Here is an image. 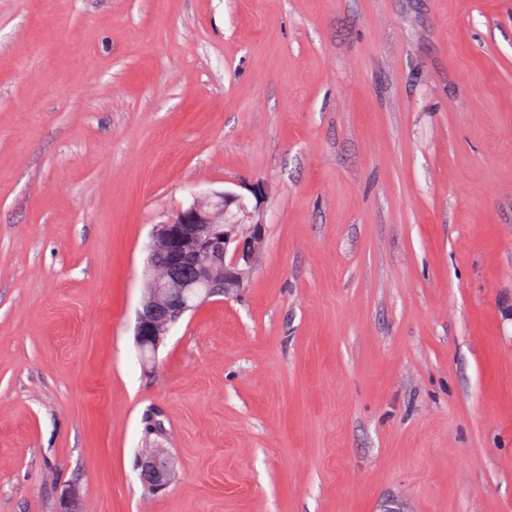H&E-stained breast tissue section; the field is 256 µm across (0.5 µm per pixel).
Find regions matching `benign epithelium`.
<instances>
[{"label":"benign epithelium","instance_id":"obj_1","mask_svg":"<svg viewBox=\"0 0 512 512\" xmlns=\"http://www.w3.org/2000/svg\"><path fill=\"white\" fill-rule=\"evenodd\" d=\"M264 232L260 207L249 208L244 196L231 190L195 200L155 225L150 260L163 275L138 312L135 336L140 348L157 352L186 312L215 294L243 287ZM138 470L152 492L172 483L167 450L159 446L144 450Z\"/></svg>","mask_w":512,"mask_h":512}]
</instances>
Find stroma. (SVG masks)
<instances>
[{"instance_id":"obj_1","label":"stroma","mask_w":512,"mask_h":512,"mask_svg":"<svg viewBox=\"0 0 512 512\" xmlns=\"http://www.w3.org/2000/svg\"><path fill=\"white\" fill-rule=\"evenodd\" d=\"M244 182L254 271L143 361L155 225ZM69 489L512 512V0H0V512ZM139 478L152 492L166 489L173 479V472L166 448H145L138 462Z\"/></svg>"}]
</instances>
